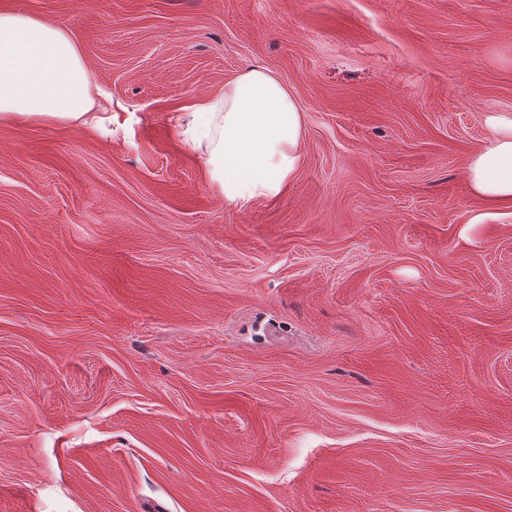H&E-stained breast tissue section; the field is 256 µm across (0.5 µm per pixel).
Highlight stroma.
I'll return each instance as SVG.
<instances>
[{"instance_id":"35a3bbf8","label":"stroma","mask_w":512,"mask_h":512,"mask_svg":"<svg viewBox=\"0 0 512 512\" xmlns=\"http://www.w3.org/2000/svg\"><path fill=\"white\" fill-rule=\"evenodd\" d=\"M111 137L0 122V512H512V0H0ZM303 113L225 203L169 118L243 69ZM492 143L476 152L465 181L470 194L491 207H512V118L495 123Z\"/></svg>"}]
</instances>
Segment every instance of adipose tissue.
I'll return each instance as SVG.
<instances>
[{
	"label": "adipose tissue",
	"mask_w": 512,
	"mask_h": 512,
	"mask_svg": "<svg viewBox=\"0 0 512 512\" xmlns=\"http://www.w3.org/2000/svg\"><path fill=\"white\" fill-rule=\"evenodd\" d=\"M123 105L95 90L72 34L32 15L0 9V120L64 122L101 132L124 125ZM203 160L225 203L243 207L280 194L302 161L303 114L286 84L262 67L226 81L171 117ZM465 181L492 207H512V118L495 123Z\"/></svg>",
	"instance_id": "ef3b65f1"
}]
</instances>
